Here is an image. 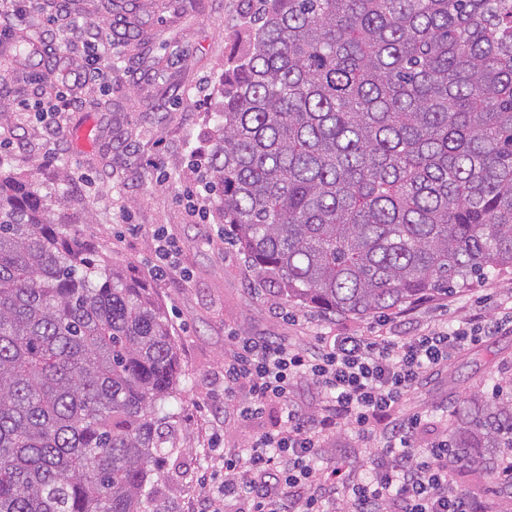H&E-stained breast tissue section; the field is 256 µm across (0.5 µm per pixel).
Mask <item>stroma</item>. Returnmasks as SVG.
<instances>
[{
    "mask_svg": "<svg viewBox=\"0 0 512 512\" xmlns=\"http://www.w3.org/2000/svg\"><path fill=\"white\" fill-rule=\"evenodd\" d=\"M102 12L103 0H74L66 21L70 50L58 52L46 42L39 61L8 73L10 92L0 98V156L48 189L69 171L64 219L80 231L90 221L103 225L100 250L146 279L171 321L182 376L170 404L175 451L148 486L156 512H193L197 498L219 484L215 458L246 444L249 429L222 394L234 337L292 343L336 334L409 336L473 317L493 325L491 335L429 371L409 393V404L426 422V440L449 429L458 398L512 380L511 272L384 314L338 315L265 287L225 236L217 201L204 189L202 153L215 124L224 65L253 28L249 0H112L107 55L113 70L98 75L85 44L88 22ZM47 69L76 107L44 120L18 105L32 100L30 82ZM90 83L111 98V111L79 104ZM158 229L167 230L179 261L177 272L163 277L154 270ZM370 458L367 440L348 430L328 442L319 463L360 479L371 471Z\"/></svg>",
    "mask_w": 512,
    "mask_h": 512,
    "instance_id": "1",
    "label": "stroma"
}]
</instances>
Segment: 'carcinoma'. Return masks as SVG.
<instances>
[{"mask_svg":"<svg viewBox=\"0 0 512 512\" xmlns=\"http://www.w3.org/2000/svg\"><path fill=\"white\" fill-rule=\"evenodd\" d=\"M259 2L207 164L260 280L367 316L512 270V0ZM64 198L0 157V512H148L178 347ZM448 447L512 491V381L455 403Z\"/></svg>","mask_w":512,"mask_h":512,"instance_id":"obj_1","label":"carcinoma"}]
</instances>
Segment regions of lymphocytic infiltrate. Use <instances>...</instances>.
Instances as JSON below:
<instances>
[{"mask_svg": "<svg viewBox=\"0 0 512 512\" xmlns=\"http://www.w3.org/2000/svg\"><path fill=\"white\" fill-rule=\"evenodd\" d=\"M489 328L472 319L448 331L412 336H324L288 344L269 337H235L224 364V396L237 398L242 421L277 405L279 429L251 433L247 454L225 455L218 494H204L199 512H225L247 499V512H334L332 476L315 466L320 448L345 429L378 436L371 482L345 480L349 512H485L482 497L453 486L448 438L418 440L421 414L399 415L408 393L428 371L477 344ZM309 378L326 397L313 412L291 399Z\"/></svg>", "mask_w": 512, "mask_h": 512, "instance_id": "lymphocytic-infiltrate-1", "label": "lymphocytic infiltrate"}]
</instances>
